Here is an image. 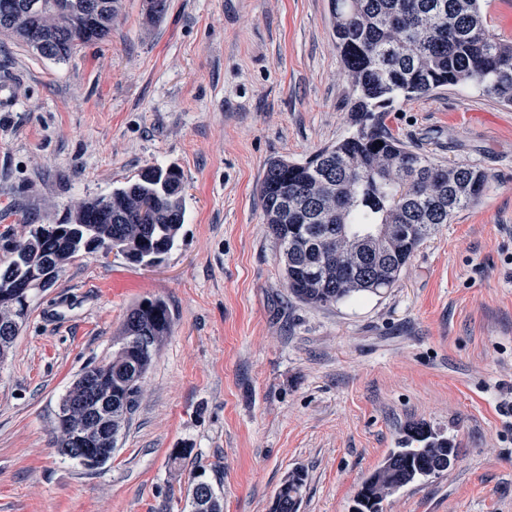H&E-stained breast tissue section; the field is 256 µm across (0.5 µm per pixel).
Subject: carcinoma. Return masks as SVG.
I'll return each instance as SVG.
<instances>
[{
  "mask_svg": "<svg viewBox=\"0 0 512 512\" xmlns=\"http://www.w3.org/2000/svg\"><path fill=\"white\" fill-rule=\"evenodd\" d=\"M0 0L16 16L0 20V35L33 54L67 62L83 45L110 37L121 0H98L92 18L87 0ZM158 21L168 0H145ZM333 36L351 86L353 132L303 163L274 158L260 186L265 224L283 278L299 301L331 305L393 287L421 243L451 215L485 191L488 174L476 166L437 164L382 129L396 99L423 96L447 86H472L512 106V44L492 34L481 0H329ZM183 174L176 166H149L138 179L108 195L81 202L60 224H31L26 234L0 241V296L13 295L30 268L49 269L54 286L81 252L118 243L133 263L151 265L175 245L184 221ZM32 293L16 303L0 301V360L5 359L28 317ZM174 315L160 298L135 303L123 321L112 359L86 367L61 401L84 396L88 372L99 379V396L87 408H103L118 436L135 411L141 383L170 335ZM60 453L85 465L70 432L55 425ZM110 435V436H112ZM88 427L82 446L112 460L116 440ZM458 449L422 425L404 430L398 448L362 481L352 512H382L393 492L420 478L447 471ZM305 474L295 470L281 485L272 512H298ZM192 512H224L211 484L191 496Z\"/></svg>",
  "mask_w": 512,
  "mask_h": 512,
  "instance_id": "obj_1",
  "label": "carcinoma"
}]
</instances>
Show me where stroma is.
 Returning a JSON list of instances; mask_svg holds the SVG:
<instances>
[{"instance_id": "35a3bbf8", "label": "stroma", "mask_w": 512, "mask_h": 512, "mask_svg": "<svg viewBox=\"0 0 512 512\" xmlns=\"http://www.w3.org/2000/svg\"><path fill=\"white\" fill-rule=\"evenodd\" d=\"M0 236L58 224L148 166H178L184 224L153 266L82 253L38 292L0 363V512H191L190 472L224 512H270L288 473L299 512H351L362 480L422 423L456 465L384 512H512V107L474 87L397 100L387 131L489 175L400 281L331 306L294 298L263 221L267 161L351 130L328 0H122L107 41L65 63L0 37ZM175 320L112 459L51 445L61 396L111 359L127 309ZM188 448L187 469L170 453Z\"/></svg>"}]
</instances>
